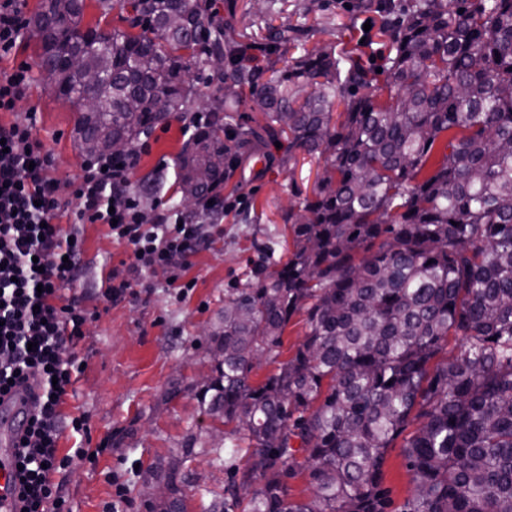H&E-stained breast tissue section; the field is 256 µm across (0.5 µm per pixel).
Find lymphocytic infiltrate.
Returning a JSON list of instances; mask_svg holds the SVG:
<instances>
[{
	"instance_id": "lymphocytic-infiltrate-1",
	"label": "lymphocytic infiltrate",
	"mask_w": 512,
	"mask_h": 512,
	"mask_svg": "<svg viewBox=\"0 0 512 512\" xmlns=\"http://www.w3.org/2000/svg\"><path fill=\"white\" fill-rule=\"evenodd\" d=\"M35 113L0 124V397L13 385L37 383L34 411L20 439L21 512H45L65 504L54 473L64 468L58 442L64 428L80 432L81 419H66L61 404L78 368L61 357L83 334L87 311L64 298V285L80 277L84 239L79 224H106L113 238L130 250L123 269L112 272L104 293L114 301L158 268L171 287L183 285L189 259L204 248L208 234L191 218L147 217L130 175L138 157L131 150L88 162L75 194L76 228L57 222L67 204L50 176L53 155L35 135Z\"/></svg>"
}]
</instances>
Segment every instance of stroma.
I'll return each mask as SVG.
<instances>
[{
    "instance_id": "35a3bbf8",
    "label": "stroma",
    "mask_w": 512,
    "mask_h": 512,
    "mask_svg": "<svg viewBox=\"0 0 512 512\" xmlns=\"http://www.w3.org/2000/svg\"><path fill=\"white\" fill-rule=\"evenodd\" d=\"M270 10L258 13L250 0H213L219 17L235 26L237 41L251 46L260 66L275 57L268 53L270 28L304 26L307 49L326 44L353 46L371 15L359 11L358 0H269ZM39 44L31 33L11 53L0 56V71L27 66L30 85L14 111L0 112L7 124L37 115L36 134L55 155L52 176L63 200H72L87 158L79 149L75 127L78 112L58 100L49 79L40 73ZM194 134L184 122L170 119L137 144L140 151L131 175L139 187L147 175L156 185L143 191L148 214L180 210V192L173 160ZM233 173L221 187L225 199H241L240 210L225 215L218 232L191 257L193 287L167 285L166 276L149 274L135 294L107 302L102 293L113 268L129 254L104 224H83L82 274L65 295L80 298L88 312L83 335L67 350L82 368L64 398L65 416L85 420L86 433L67 430L59 448H86V459H74L53 480L59 483L70 512H146L142 492L160 463L183 453L189 436L206 441L214 422L201 408L196 384L210 369L206 353L210 333L219 327L227 290L244 283L258 261L284 260L292 234L283 216L311 195L321 159L303 153L289 158L285 149L266 140L234 156ZM185 512H205L212 495L224 492V469L198 448L188 464ZM383 485L394 505L414 490L401 448L389 449Z\"/></svg>"
}]
</instances>
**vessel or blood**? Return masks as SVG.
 <instances>
[{
  "instance_id": "b4317fda",
  "label": "vessel or blood",
  "mask_w": 512,
  "mask_h": 512,
  "mask_svg": "<svg viewBox=\"0 0 512 512\" xmlns=\"http://www.w3.org/2000/svg\"><path fill=\"white\" fill-rule=\"evenodd\" d=\"M32 393L31 387L19 386L0 401V512L21 508L16 462L24 417L33 408Z\"/></svg>"
}]
</instances>
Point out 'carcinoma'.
Returning <instances> with one entry per match:
<instances>
[{"instance_id":"cac0c4a2","label":"carcinoma","mask_w":512,"mask_h":512,"mask_svg":"<svg viewBox=\"0 0 512 512\" xmlns=\"http://www.w3.org/2000/svg\"><path fill=\"white\" fill-rule=\"evenodd\" d=\"M100 3L131 8L132 31L82 29L85 0H42L28 21L87 156L127 152L185 113L192 71L215 106L174 159L181 199L202 203L232 153L266 139L325 162L284 217L288 260L230 289L210 334L222 358L199 403L224 439L201 447L225 479L207 512H388L383 466L400 436L415 489L397 512H512V0H359L388 48L381 87L353 52L305 49L303 28L270 31L269 51L301 54L261 79L230 23L203 22L210 0ZM57 48L81 67L56 65ZM245 94L264 123L221 137ZM298 314L303 343L253 384L257 354L276 361ZM451 337L460 351L445 357ZM196 442L161 469L167 495L148 512H183ZM301 470L308 502L288 494Z\"/></svg>"}]
</instances>
